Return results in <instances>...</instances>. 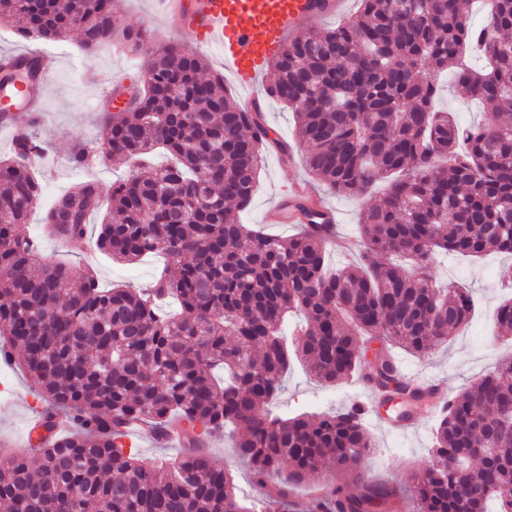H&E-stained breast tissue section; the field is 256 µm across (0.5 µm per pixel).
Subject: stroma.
I'll use <instances>...</instances> for the list:
<instances>
[{
    "mask_svg": "<svg viewBox=\"0 0 512 512\" xmlns=\"http://www.w3.org/2000/svg\"><path fill=\"white\" fill-rule=\"evenodd\" d=\"M50 49L56 53L58 64L48 78L33 126L46 149L44 160L37 164L44 198L53 200L87 178L96 180L102 193H109L112 183L124 177L126 167L118 160H102L95 152L104 117L102 100L114 83L139 86L145 55L141 52L120 55L104 52L89 58L75 34L51 44ZM254 91L261 96V110L267 125L288 144L295 160L286 164L278 152L266 153L251 204L242 214L241 221L251 226H264L267 233L286 237L297 232V225H267L263 216L277 205L288 186L296 182L311 183L312 178L300 161L306 146L295 133L292 113L280 102L263 96L262 86H255ZM79 148L89 154L87 166L78 167L70 161L71 153ZM376 197L373 191L358 196L325 193V200L336 211L343 239L342 246L330 251V265L358 258L362 249L357 233L358 217ZM40 245L45 256L68 262L75 275L93 271L104 288L115 285L148 288L164 263L159 253L145 255L132 263L118 262L100 251H86L81 241L62 246L44 238ZM507 261V256L497 254L476 263L459 257H441L434 261L431 266L433 278L440 283L455 281L472 288L477 304L466 333L456 336L431 356L419 359L409 352L399 351L405 371L423 379L441 380L448 395L454 396L479 376L493 370L501 360L512 358V339L498 337L492 319L502 297L497 272ZM366 398L358 378L326 388L302 364L295 362L285 376L277 408L291 416L304 412L320 413ZM37 405L30 379L21 365L1 363L0 451H26L28 419ZM435 423V416L420 410L414 415L410 431H390L382 427L376 415H367L365 426L371 446L363 466L366 477L409 483L412 474L424 468L431 459ZM209 448L210 458L217 467L231 469L238 496L253 501L257 492L247 469L236 462L231 442L217 436L211 439Z\"/></svg>",
    "mask_w": 512,
    "mask_h": 512,
    "instance_id": "stroma-1",
    "label": "stroma"
}]
</instances>
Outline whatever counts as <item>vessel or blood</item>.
<instances>
[{"label":"vessel or blood","instance_id":"1","mask_svg":"<svg viewBox=\"0 0 512 512\" xmlns=\"http://www.w3.org/2000/svg\"><path fill=\"white\" fill-rule=\"evenodd\" d=\"M345 0H158L169 29L186 33L201 48L216 49L224 68L243 88L264 77L287 38L316 20L339 13ZM45 80L31 77L0 90V126L16 113L39 107ZM336 214L307 185H295L268 215L271 224L335 222Z\"/></svg>","mask_w":512,"mask_h":512}]
</instances>
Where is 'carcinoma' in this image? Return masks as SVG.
Returning <instances> with one entry per match:
<instances>
[{
	"label": "carcinoma",
	"mask_w": 512,
	"mask_h": 512,
	"mask_svg": "<svg viewBox=\"0 0 512 512\" xmlns=\"http://www.w3.org/2000/svg\"><path fill=\"white\" fill-rule=\"evenodd\" d=\"M358 2L338 26L286 41L265 85L293 113L304 164L324 187L385 185L358 224L361 262L335 269L328 224L280 237L241 223L278 141L262 113L231 101L221 75L203 76L200 55L117 25L121 0H0V25L26 41L78 30L90 57L146 50L150 78L135 103L104 117L101 155L128 176L112 183L95 246L122 262L167 257L145 291L104 290L94 274L44 258L31 214L41 211L42 236L82 240L100 208L97 182L43 204L33 131L0 159V337L47 403L43 431L59 413L75 422L38 435L32 459L0 455V512H290L317 471L331 490L298 512H397L407 497L416 512H512V361L448 399L433 430L442 465L406 485L365 477L360 409L274 410L294 356L326 385L357 375L387 403L425 400L430 391L400 377L390 349L430 356L475 306L470 289L433 283V260L512 255V0H484L494 44L465 0ZM466 49L482 67L459 63ZM444 70L487 120L464 126L436 106ZM21 73L32 74L26 57L0 64V85ZM158 152L166 164L153 163ZM171 298L174 315L163 308ZM494 322L512 336V297ZM374 342L382 357L369 373ZM175 418L188 446L170 462L145 465L119 442L129 424L160 431ZM218 434L233 438L259 506L243 505L232 473L211 462L204 441ZM487 439L491 452H475Z\"/></svg>",
	"instance_id": "cac0c4a2"
}]
</instances>
